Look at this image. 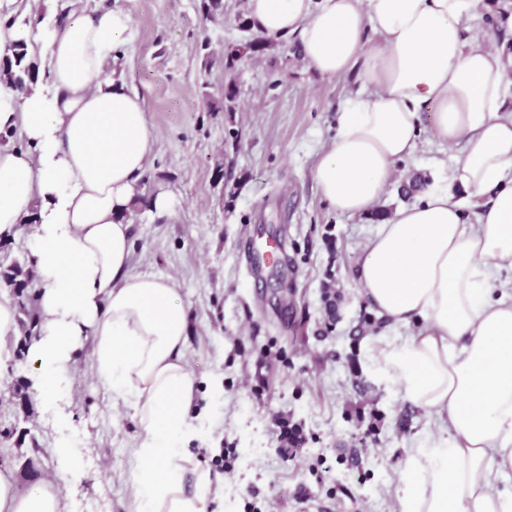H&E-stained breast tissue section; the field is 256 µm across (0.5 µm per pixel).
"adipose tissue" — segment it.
<instances>
[{
	"instance_id": "ef3b65f1",
	"label": "adipose tissue",
	"mask_w": 512,
	"mask_h": 512,
	"mask_svg": "<svg viewBox=\"0 0 512 512\" xmlns=\"http://www.w3.org/2000/svg\"><path fill=\"white\" fill-rule=\"evenodd\" d=\"M479 0H248V19L273 38L296 37L306 68L357 72L335 139L315 165L328 206L371 210L398 161L417 145L422 112L454 148L444 189L397 210L364 245L358 281L387 330L365 340L373 371L437 428L410 449L398 512H512V68L466 24ZM383 44L365 52L367 33ZM132 34L122 9L68 11L47 30V66L29 94L0 92V239L28 235L38 278L36 331L21 363L56 407L77 356L132 405L137 512H211L224 478L182 448L194 433L196 379L188 368V314L170 281L131 267V203L157 135L140 96L104 77ZM478 197L466 224L450 188ZM35 223H27L30 211ZM31 481L0 473V512H61L65 478L85 474L71 447Z\"/></svg>"
}]
</instances>
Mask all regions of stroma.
<instances>
[{"label":"stroma","instance_id":"stroma-1","mask_svg":"<svg viewBox=\"0 0 512 512\" xmlns=\"http://www.w3.org/2000/svg\"><path fill=\"white\" fill-rule=\"evenodd\" d=\"M223 2V16L207 20L199 0H81L132 19L112 74L140 95L157 133L148 196L165 194L169 208L133 216L131 266L170 280L188 313V367L209 415L184 446L223 472L217 512H396L406 451L436 427L365 358L364 338L386 326L356 277L378 221L330 209L314 176L361 83L307 70L292 37L225 72V49L251 34L242 27L247 0ZM500 5L480 0L469 33L511 56ZM228 84L234 111L210 110ZM450 155L425 121L396 172L443 188ZM273 240L285 244V265L251 274L252 247ZM68 390L53 410L25 371L0 377V471L54 473L52 449L64 440L87 474L63 488L73 512H136L133 408L113 402L85 351ZM279 416L303 430L288 462L272 450ZM227 446L226 466L217 457Z\"/></svg>","mask_w":512,"mask_h":512}]
</instances>
